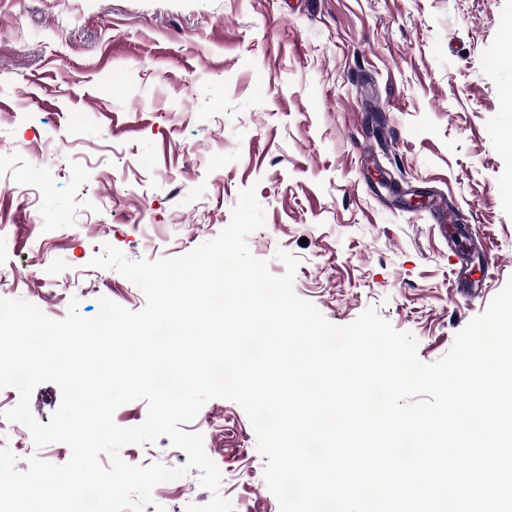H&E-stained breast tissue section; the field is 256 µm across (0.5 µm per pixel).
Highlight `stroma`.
Wrapping results in <instances>:
<instances>
[{
	"label": "stroma",
	"mask_w": 512,
	"mask_h": 512,
	"mask_svg": "<svg viewBox=\"0 0 512 512\" xmlns=\"http://www.w3.org/2000/svg\"><path fill=\"white\" fill-rule=\"evenodd\" d=\"M31 166L45 177L21 187ZM249 187L265 225L247 244L272 275L296 257L295 295L329 322L376 309L439 360L512 279V0H0V296L56 320L74 300L87 318L103 297L141 310L143 292L91 258L184 256ZM399 190L463 211L448 231L469 254ZM185 429L234 512H280L240 405L210 400ZM4 446L21 471L71 455L20 423ZM120 456L187 461L165 436ZM188 476L145 512L206 504Z\"/></svg>",
	"instance_id": "obj_1"
}]
</instances>
